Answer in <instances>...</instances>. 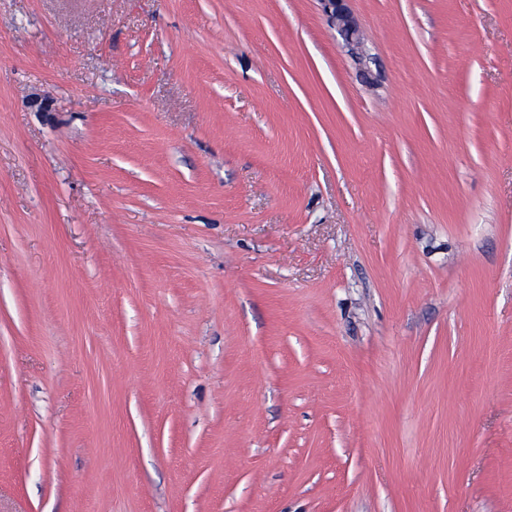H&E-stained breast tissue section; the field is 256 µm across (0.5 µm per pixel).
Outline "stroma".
Segmentation results:
<instances>
[{"mask_svg": "<svg viewBox=\"0 0 512 512\" xmlns=\"http://www.w3.org/2000/svg\"><path fill=\"white\" fill-rule=\"evenodd\" d=\"M0 0V512H512V0ZM328 17L330 26L342 37L346 45L358 46L361 31L356 18L347 6L348 0H320Z\"/></svg>", "mask_w": 512, "mask_h": 512, "instance_id": "stroma-1", "label": "stroma"}]
</instances>
